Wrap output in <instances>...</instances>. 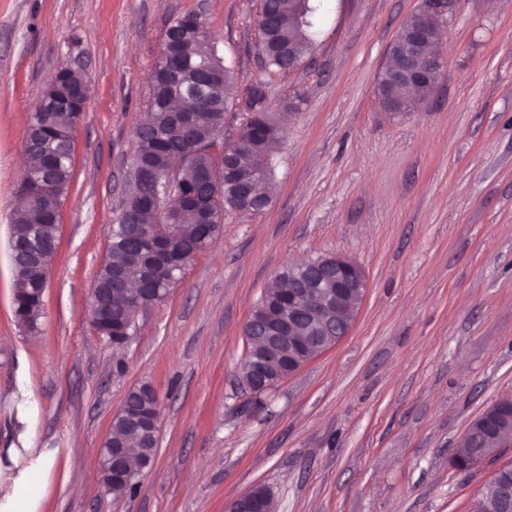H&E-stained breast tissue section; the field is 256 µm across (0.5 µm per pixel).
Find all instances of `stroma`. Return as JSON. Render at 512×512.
<instances>
[{
	"mask_svg": "<svg viewBox=\"0 0 512 512\" xmlns=\"http://www.w3.org/2000/svg\"><path fill=\"white\" fill-rule=\"evenodd\" d=\"M421 0H324L313 51L266 70L260 0H0V486L44 475L38 512H224L265 487L274 512H470L512 446L449 459L512 399V0H457L418 111L382 108L388 47ZM202 14L238 85L300 92L259 213L225 210L216 242L121 344L90 320L166 29ZM90 94L35 331L12 306L16 148L53 72ZM355 260L368 288L349 333L272 389H242L247 318L283 266ZM151 385L152 468L116 497L89 451Z\"/></svg>",
	"mask_w": 512,
	"mask_h": 512,
	"instance_id": "obj_1",
	"label": "stroma"
}]
</instances>
